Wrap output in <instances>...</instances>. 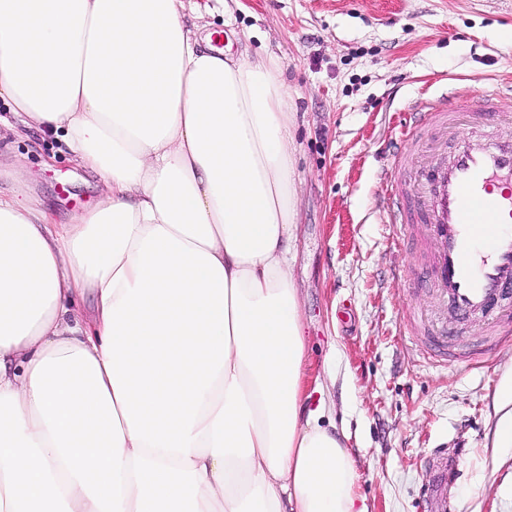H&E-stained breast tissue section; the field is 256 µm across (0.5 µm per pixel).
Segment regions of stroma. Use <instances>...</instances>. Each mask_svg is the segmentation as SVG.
Instances as JSON below:
<instances>
[{"label": "stroma", "instance_id": "stroma-1", "mask_svg": "<svg viewBox=\"0 0 512 512\" xmlns=\"http://www.w3.org/2000/svg\"><path fill=\"white\" fill-rule=\"evenodd\" d=\"M184 15L215 48L272 59L290 91L304 374L346 433L359 505L419 512L444 458L448 512H512V447L497 439L512 410L499 396L512 343L467 367L431 362L403 314L446 313L430 287L395 276L420 256L394 242L380 181L394 164L395 115L426 80L463 98L512 80V0H187ZM15 121L0 101V189L62 222L93 206L100 185L64 142L11 132Z\"/></svg>", "mask_w": 512, "mask_h": 512}]
</instances>
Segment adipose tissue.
<instances>
[{
	"label": "adipose tissue",
	"instance_id": "adipose-tissue-1",
	"mask_svg": "<svg viewBox=\"0 0 512 512\" xmlns=\"http://www.w3.org/2000/svg\"><path fill=\"white\" fill-rule=\"evenodd\" d=\"M183 9L0 0V99L102 187L64 224L0 191V512H357L304 406L288 89Z\"/></svg>",
	"mask_w": 512,
	"mask_h": 512
}]
</instances>
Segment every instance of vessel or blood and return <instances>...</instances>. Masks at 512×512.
Here are the masks:
<instances>
[{"label": "vessel or blood", "mask_w": 512, "mask_h": 512, "mask_svg": "<svg viewBox=\"0 0 512 512\" xmlns=\"http://www.w3.org/2000/svg\"><path fill=\"white\" fill-rule=\"evenodd\" d=\"M500 94L496 86L470 98L420 93L401 127L406 148L383 178L389 223L400 234H412L414 247L426 256L424 265L406 269V277L430 284L439 303L458 315L485 316L488 349L497 347L501 329L512 325V307L499 304L512 294V133L500 129ZM474 124L480 133L456 139L447 162L421 164L428 129L445 134ZM484 224L497 230L481 249L476 239ZM404 320L419 331L434 363L454 360L446 323L414 308L405 311ZM447 472V462H440L422 512H448Z\"/></svg>", "instance_id": "vessel-or-blood-1"}]
</instances>
